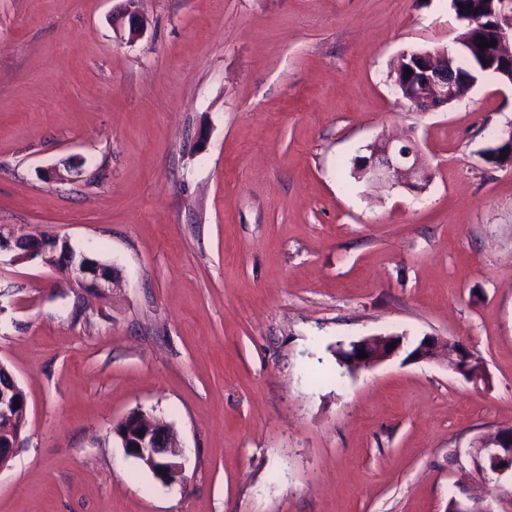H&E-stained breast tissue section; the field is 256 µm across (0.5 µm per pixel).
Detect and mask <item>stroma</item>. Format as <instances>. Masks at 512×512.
I'll return each instance as SVG.
<instances>
[{
    "label": "stroma",
    "mask_w": 512,
    "mask_h": 512,
    "mask_svg": "<svg viewBox=\"0 0 512 512\" xmlns=\"http://www.w3.org/2000/svg\"><path fill=\"white\" fill-rule=\"evenodd\" d=\"M0 0V230L120 270L108 296L0 252V363L28 405L0 512H448L473 440L512 425V123L485 76L430 112L388 78L457 51L450 0ZM415 142L422 192L354 168ZM70 180L42 170L71 156ZM468 347L473 382L366 336ZM162 418L186 482L113 425ZM499 144L486 152V160L490 163L504 166L512 165V126L504 128L498 135ZM502 150L507 153L502 154ZM491 155V158H488ZM404 341V336H367L352 343L346 357L351 362L352 371L371 368L397 357L403 350ZM392 343L395 348H390ZM360 352H365L366 358H357Z\"/></svg>",
    "instance_id": "stroma-1"
}]
</instances>
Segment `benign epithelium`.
<instances>
[{"mask_svg": "<svg viewBox=\"0 0 512 512\" xmlns=\"http://www.w3.org/2000/svg\"><path fill=\"white\" fill-rule=\"evenodd\" d=\"M457 19L467 30L456 42L461 54L445 48L413 50L402 53L390 73L401 99L410 108L426 112L452 103L474 87L480 78L492 75L512 85V0H451ZM121 18L127 20L129 36H140L145 20L135 7V0H126ZM484 37L494 45L485 48L480 58L471 51L472 39ZM412 73H407V70ZM499 144L487 150L488 162L512 165V126L498 135ZM370 156L360 164L361 179L381 187L401 186L421 190L428 181V169L421 149L401 140L381 139L368 146ZM84 163L80 156L72 157L66 172L50 168L43 172L47 181L65 179V173L79 170ZM16 252L20 261L38 258L44 264L62 269L74 278L78 286L104 293L119 285L115 268L74 249L68 239L56 235L32 236L25 232L5 237L0 234V249ZM403 336H367L352 343L346 352L352 370L371 368L400 354ZM366 357L359 359L357 354ZM415 360L445 361L448 368L472 381L485 378L480 363L470 351L448 339L426 336L411 355ZM13 375L0 363V469L12 459L27 417V400L19 392ZM19 407H14V402ZM146 431L135 436L113 426L112 432L121 442L127 456L147 468L162 483L173 485L185 482L181 450L173 440L169 426L161 419H138ZM512 459V426L501 427L495 433L475 441L471 452L472 467L462 470L456 482L461 498H451L450 512H494L480 497L470 494L473 475L486 478L488 465L502 458Z\"/></svg>", "mask_w": 512, "mask_h": 512, "instance_id": "benign-epithelium-1", "label": "benign epithelium"}]
</instances>
